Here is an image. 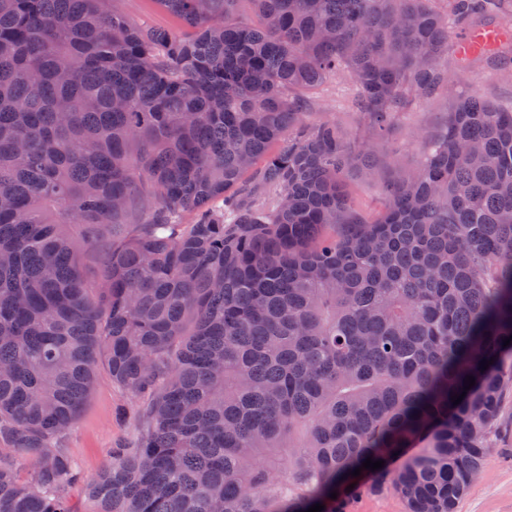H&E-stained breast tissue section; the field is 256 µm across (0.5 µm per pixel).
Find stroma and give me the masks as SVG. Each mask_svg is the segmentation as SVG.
Wrapping results in <instances>:
<instances>
[{"label":"stroma","instance_id":"obj_1","mask_svg":"<svg viewBox=\"0 0 512 512\" xmlns=\"http://www.w3.org/2000/svg\"><path fill=\"white\" fill-rule=\"evenodd\" d=\"M448 65L460 72V92L505 105L512 103V82L503 81L480 54L464 60L449 54ZM352 93L353 87L346 79H329L306 93V110L310 121H335L343 142L351 149L372 146L373 169L355 168L348 177L355 203L372 211L379 206L391 171L410 173L419 167L424 142L447 122L451 103L443 94L412 100L396 117L393 134L379 142L367 118L353 109ZM148 403L147 397H131L126 389L113 384L106 361H98L92 394L72 429L58 442L84 477L83 482L66 490L75 512H88L85 480L100 472L112 448L136 440ZM455 512H512V394L503 402L498 430L482 474L457 502Z\"/></svg>","mask_w":512,"mask_h":512}]
</instances>
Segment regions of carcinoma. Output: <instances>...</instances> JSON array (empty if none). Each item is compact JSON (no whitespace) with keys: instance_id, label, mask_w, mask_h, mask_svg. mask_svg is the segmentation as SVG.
Returning <instances> with one entry per match:
<instances>
[{"instance_id":"1","label":"carcinoma","mask_w":512,"mask_h":512,"mask_svg":"<svg viewBox=\"0 0 512 512\" xmlns=\"http://www.w3.org/2000/svg\"><path fill=\"white\" fill-rule=\"evenodd\" d=\"M229 2L155 0L177 33L0 0V512H72L55 441L101 353L151 401L91 512H345L387 485L453 512L482 472L512 392V108L443 60L459 29L511 33L512 0ZM332 75L379 136L452 100L373 214L346 184L372 151L290 96Z\"/></svg>"}]
</instances>
